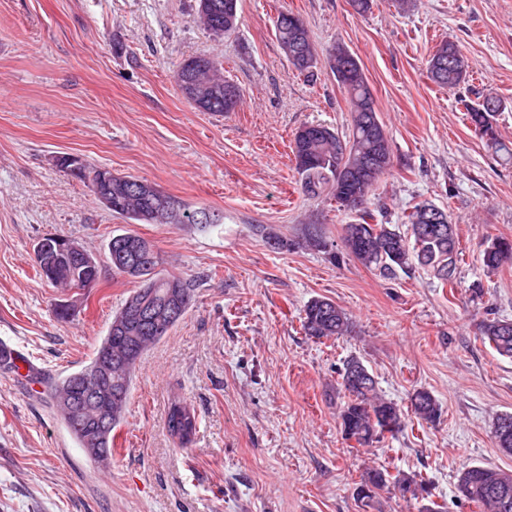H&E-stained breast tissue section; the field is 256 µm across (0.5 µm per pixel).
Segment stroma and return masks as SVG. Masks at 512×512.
<instances>
[{
	"mask_svg": "<svg viewBox=\"0 0 512 512\" xmlns=\"http://www.w3.org/2000/svg\"><path fill=\"white\" fill-rule=\"evenodd\" d=\"M197 0H0V341L41 378L0 371V512H418L417 500L381 493L364 506L360 474L429 479L446 512H477L457 491L465 467L512 471L492 426L512 413V359L476 334L487 312L512 320V266L487 272L481 254L512 240V160L494 154L466 120V104L492 95L494 125L512 146V0H238L230 35L195 21ZM300 15L319 56L343 44L360 62L390 137L393 168L369 207L382 224L427 201L452 217L461 251L453 286L415 267L387 279L349 258L274 250L253 227L295 238L321 224L328 239L354 214L298 188L289 148L304 124L351 128L343 89L318 68L306 78L274 37L279 12ZM466 56L459 88L436 86L426 62L444 41ZM204 54L243 91L240 110L202 112L174 72ZM77 155L116 176L154 184L222 224H126L56 165ZM155 242L166 273L186 280L183 319L136 366L108 465L78 447L51 396L55 381L89 364L132 290L103 268L87 290L40 279L34 247L50 234L102 253L112 235ZM327 297L350 334L305 336L299 314ZM73 304L58 319L54 307ZM355 357L378 393L400 407L430 391L442 407L428 423L353 449L338 414V371ZM198 417L190 447L167 432L173 396Z\"/></svg>",
	"mask_w": 512,
	"mask_h": 512,
	"instance_id": "stroma-1",
	"label": "stroma"
}]
</instances>
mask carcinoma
Here are the masks:
<instances>
[{
    "label": "carcinoma",
    "mask_w": 512,
    "mask_h": 512,
    "mask_svg": "<svg viewBox=\"0 0 512 512\" xmlns=\"http://www.w3.org/2000/svg\"><path fill=\"white\" fill-rule=\"evenodd\" d=\"M215 10L197 17V22L214 36L229 35L236 28L225 26L228 16L238 17V0H212ZM275 38L279 47L295 70L308 77L314 76L319 65L305 21L291 11L279 12L275 22ZM324 68L336 77L347 94L352 115L351 132L347 136L322 124H304L296 129L291 142V152L301 193L309 198L326 197L336 201L340 209L356 214L350 224L341 225L342 250L332 252L336 262L352 257L385 276L413 267L430 269L442 286L453 284L460 259L458 239L451 216L429 202L412 207L405 216L406 231L393 224H378L369 208L378 184L393 167V155L386 129L374 106L372 90L357 59L344 46L337 44L329 51ZM429 79L441 88L455 89L467 81L468 62L457 44L440 43L427 61ZM177 83L187 101L196 105V91L204 87L215 94L212 112H234L242 103V91L236 84L224 79L220 64L207 55L191 56L183 60L175 74ZM502 109L501 99L486 96L482 101L467 107L466 120L486 139L487 146L495 153L512 159V148L498 137L493 121ZM111 171L89 164L79 180L88 184L96 200L104 197L107 182L101 179ZM150 182L133 176L112 177V213L128 224H190L195 211L179 199L165 193L149 194L143 188ZM436 212L442 219V232L428 231L430 224L420 221L426 213ZM255 231L267 244L278 249H305L322 251L328 243L321 229L306 224L301 236L285 239L273 229L255 225ZM137 237L135 233L112 236L107 244V264L112 271L127 276L137 283V288L126 298L118 314L112 319V335L105 336L90 364L112 353V373L105 378L87 375L85 371L70 373L52 388L57 411L66 423L80 448H105L104 458L93 459L104 463L112 456V430L123 420L131 394L134 369L143 353L167 336L176 322L168 321L156 310V315L145 322H138L133 310L148 293L162 306L189 309L193 294L189 284L180 277L159 270L162 257L156 245L143 239L141 255L126 253V260L118 261L117 252L122 245ZM482 265L489 271L512 264V240L493 239L482 252ZM40 275L59 288H76L99 280L102 272L100 260L90 265L70 266L59 261L50 265L36 260ZM305 335L315 339L344 336L351 332L347 313L327 297L309 300L300 317ZM483 340L500 356L512 358V320L486 317L478 324ZM367 367L357 358L344 362L339 372V386L348 401L340 411V428L343 439L367 446L385 426L395 435L404 426V413L391 401L378 395L375 380H370L366 391H356L351 378ZM85 392L106 391L110 402L97 407H73L74 388ZM412 412L421 420L432 423L441 416L437 399L425 389L415 390L410 397ZM166 427L170 436L182 447L193 441L198 421L195 413L180 399L171 400L168 406ZM496 446L512 454V414L496 417L493 423ZM361 478L368 479L373 488L383 490L393 487L402 495L417 499L427 491V480L418 474L393 476L385 468L367 469ZM457 490L467 501L483 507L488 512H512V473L500 468L472 465L463 469L458 477Z\"/></svg>",
    "instance_id": "1"
}]
</instances>
